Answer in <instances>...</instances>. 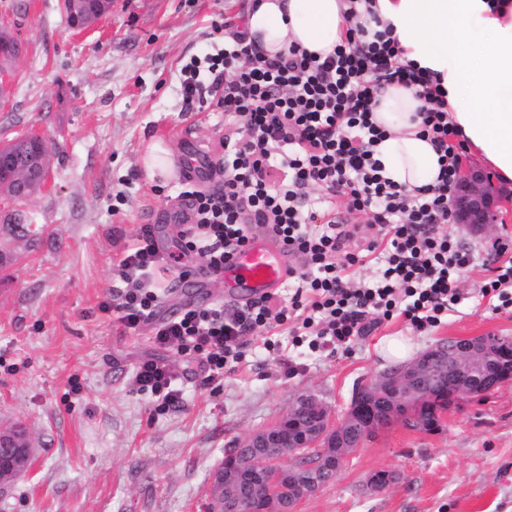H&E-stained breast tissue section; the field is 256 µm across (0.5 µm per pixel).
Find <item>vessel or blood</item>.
<instances>
[{
    "label": "vessel or blood",
    "mask_w": 512,
    "mask_h": 512,
    "mask_svg": "<svg viewBox=\"0 0 512 512\" xmlns=\"http://www.w3.org/2000/svg\"><path fill=\"white\" fill-rule=\"evenodd\" d=\"M222 276L225 283L240 288L242 298L249 301L281 287L288 268L278 253L256 242L225 267Z\"/></svg>",
    "instance_id": "b4317fda"
}]
</instances>
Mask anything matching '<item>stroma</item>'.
Here are the masks:
<instances>
[{
	"instance_id": "stroma-1",
	"label": "stroma",
	"mask_w": 512,
	"mask_h": 512,
	"mask_svg": "<svg viewBox=\"0 0 512 512\" xmlns=\"http://www.w3.org/2000/svg\"><path fill=\"white\" fill-rule=\"evenodd\" d=\"M247 6L112 0L93 30L78 33L60 0H0V27L25 45L0 88V140L32 133L52 147V179L35 199L0 194V362L15 367L0 371V421L22 423L36 450L0 512H210L212 475L229 448L302 394L343 414L356 385L388 369L379 352L387 337H409L421 352L453 338H512V310L479 294L493 242L512 245V211L484 235L452 227L477 260L458 280L464 300L438 326L419 331L395 318L333 356L294 347L285 332L264 348L259 328L248 364L215 390L202 383V362L157 345L151 325L132 331L100 310L142 229L161 255L178 249L189 214L185 155L197 145L220 160L224 134L223 112L184 111L182 70L230 41ZM153 142L175 166L150 181L142 157ZM201 264L188 253L158 276V318L223 302V280L201 278ZM282 353L303 371L285 377ZM148 359L176 372L180 408L156 411L136 392L134 372ZM379 471L394 476L381 490L368 483ZM296 512H512V382L457 408L437 431L377 432Z\"/></svg>"
}]
</instances>
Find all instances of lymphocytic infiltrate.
I'll return each mask as SVG.
<instances>
[{"instance_id": "1", "label": "lymphocytic infiltrate", "mask_w": 512, "mask_h": 512, "mask_svg": "<svg viewBox=\"0 0 512 512\" xmlns=\"http://www.w3.org/2000/svg\"><path fill=\"white\" fill-rule=\"evenodd\" d=\"M399 55L389 30L367 43L352 28L326 58L294 47L269 60L236 30L224 50L185 66L186 108L214 103L224 111V188L188 192L191 217L179 255L160 256L149 232L137 237L119 264L121 285L109 290L102 311L116 312L130 329L153 323L157 344L201 355L209 384L245 360L247 337L261 327L291 325L311 348L332 351L396 315L421 331L438 325L462 301L458 275L475 261L446 227L466 146L448 121L440 84ZM389 83L419 87L423 132L440 153L438 180L418 197L384 178L374 157L385 133L372 120L373 105ZM312 189L326 205L312 204ZM347 212L368 214L369 221L346 223ZM257 227L302 258V268L288 270L291 295L267 293L229 309L188 307L156 321L160 271L192 252L203 259V273H220L250 247ZM494 252L499 264L480 293L512 307V249L503 244ZM376 254L383 257L377 279L355 281L353 267ZM177 380L154 361L134 373L137 391L150 393L161 411L181 406Z\"/></svg>"}]
</instances>
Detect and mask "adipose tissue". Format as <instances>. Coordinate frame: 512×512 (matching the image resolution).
<instances>
[{"label": "adipose tissue", "mask_w": 512, "mask_h": 512, "mask_svg": "<svg viewBox=\"0 0 512 512\" xmlns=\"http://www.w3.org/2000/svg\"><path fill=\"white\" fill-rule=\"evenodd\" d=\"M356 25L391 27L403 60L445 89L468 153L512 181V0H250L244 20L249 42L270 58L293 44L328 56ZM377 100L372 119L387 132L375 147L383 176L411 193L436 183L439 155L421 133L422 101L398 84L383 86Z\"/></svg>", "instance_id": "ef3b65f1"}]
</instances>
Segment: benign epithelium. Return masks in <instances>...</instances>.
I'll use <instances>...</instances> for the list:
<instances>
[{"label":"benign epithelium","instance_id":"1","mask_svg":"<svg viewBox=\"0 0 512 512\" xmlns=\"http://www.w3.org/2000/svg\"><path fill=\"white\" fill-rule=\"evenodd\" d=\"M112 7V0H63V10L69 18L70 28L85 31L93 28ZM22 55L21 47L13 38L0 37V56L15 60ZM13 142L0 144V164L13 170V177L0 188L19 200H30L37 188L46 185L51 177L49 152L37 151L20 161L8 149ZM502 196L493 177L471 164L462 163L456 190L449 203L450 223L467 226L480 232L497 223ZM495 350L488 345L487 337L473 336L440 343L422 353L416 360L399 368L384 371L374 382L358 385L352 395L344 420L361 412L369 398L381 390L393 389L392 405L405 409L429 398L435 391L446 389L454 404L460 406L479 401L493 388L502 385L492 377ZM314 409L316 418L305 422L295 413ZM341 425L331 412L315 397L298 398L289 409V416H282L271 425L245 438L253 448H285L288 457L301 461L303 489L298 499L315 493L325 486V479L336 476L349 452L330 454L323 445L328 432ZM31 462L34 458L30 447L19 448L14 440L0 434V491L4 479L20 473L18 460ZM287 457L274 462L264 461L246 467L243 479L255 486L263 501L270 505L274 497L267 486L280 464Z\"/></svg>","mask_w":512,"mask_h":512}]
</instances>
